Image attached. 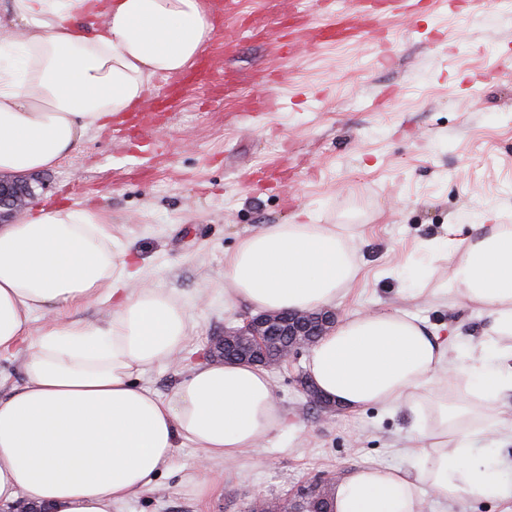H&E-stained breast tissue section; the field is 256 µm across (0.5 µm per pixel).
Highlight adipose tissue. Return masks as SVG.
Returning a JSON list of instances; mask_svg holds the SVG:
<instances>
[{
	"instance_id": "adipose-tissue-1",
	"label": "adipose tissue",
	"mask_w": 512,
	"mask_h": 512,
	"mask_svg": "<svg viewBox=\"0 0 512 512\" xmlns=\"http://www.w3.org/2000/svg\"><path fill=\"white\" fill-rule=\"evenodd\" d=\"M27 30L0 33V173L58 166L87 134L130 111L154 80L190 67L213 27L203 0H10ZM447 252L448 287L487 312L478 346L460 348L417 317L363 311L311 347L306 372L331 403L357 412L401 410L418 447L413 469L354 466L333 484L334 512H423L422 489L442 500L512 496L482 449L512 446V225L474 224ZM134 275L92 208L34 209L0 225V351L23 350L26 381L0 397V512L18 501L50 512H112L165 471L177 440L200 468L261 448L282 416L258 364L198 363L167 397L140 385L145 370L178 358L188 307L160 288L130 292ZM347 237L332 224H271L224 260V302L264 312L335 306L359 281ZM107 291L103 322H60ZM44 323L32 330L33 314ZM471 400L428 401L440 379ZM491 425L473 424L477 408Z\"/></svg>"
}]
</instances>
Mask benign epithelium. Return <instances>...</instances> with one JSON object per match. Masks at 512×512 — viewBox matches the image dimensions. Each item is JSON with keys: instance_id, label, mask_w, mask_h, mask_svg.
Listing matches in <instances>:
<instances>
[{"instance_id": "obj_1", "label": "benign epithelium", "mask_w": 512, "mask_h": 512, "mask_svg": "<svg viewBox=\"0 0 512 512\" xmlns=\"http://www.w3.org/2000/svg\"><path fill=\"white\" fill-rule=\"evenodd\" d=\"M34 200L28 183L19 179L0 176V223L8 221L23 212ZM336 323L332 310L308 313H260L246 318L242 325L224 330V335L215 339L216 352L234 358L240 354L256 362L277 361L285 363L298 356L308 345L312 336L324 335ZM252 336H286L288 346L268 356L251 350L247 341ZM305 490L288 496V501L259 497L253 512H307L304 507Z\"/></svg>"}]
</instances>
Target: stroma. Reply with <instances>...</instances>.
<instances>
[{"label": "stroma", "mask_w": 512, "mask_h": 512, "mask_svg": "<svg viewBox=\"0 0 512 512\" xmlns=\"http://www.w3.org/2000/svg\"><path fill=\"white\" fill-rule=\"evenodd\" d=\"M391 57L375 39L338 40L310 51L293 33V60L275 62L263 35L224 42L226 87L198 75L154 115L91 131L58 167L31 174L35 203L89 206L111 221L112 247L141 276L131 289H165L188 305L193 330L176 364L143 377L165 397L201 361L216 360L214 337L252 309L224 304V258L244 236L309 211L351 237L363 276L337 315L404 310L463 342L480 336L483 310L444 290L446 254L432 276L406 292L402 274L422 265L421 246L464 238L471 225H512V14L447 7L382 18ZM281 71L278 112L249 111L264 75ZM305 361L271 370L284 423L264 447L232 462L197 465L185 443L156 481L112 512H245L258 496L353 465L408 467L415 442L402 412H359L310 403L297 380ZM215 487L199 493L203 478Z\"/></svg>", "instance_id": "1"}]
</instances>
